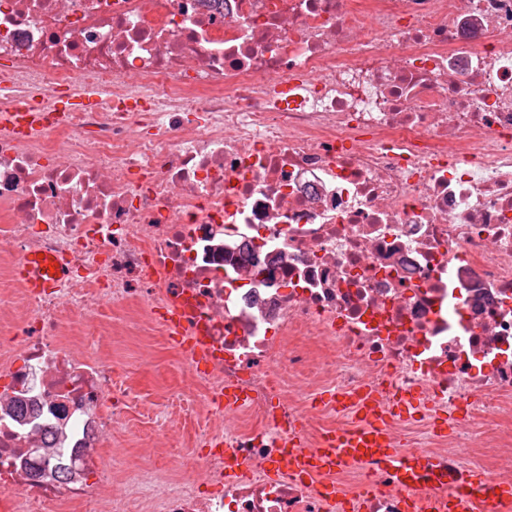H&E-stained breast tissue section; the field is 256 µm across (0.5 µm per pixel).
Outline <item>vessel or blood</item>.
Instances as JSON below:
<instances>
[{"label": "vessel or blood", "instance_id": "1", "mask_svg": "<svg viewBox=\"0 0 512 512\" xmlns=\"http://www.w3.org/2000/svg\"><path fill=\"white\" fill-rule=\"evenodd\" d=\"M15 275L30 293L42 294L56 288L65 271L54 255L31 253L17 264ZM163 322L171 339L180 342L198 364H206L208 341L202 336L184 338L179 310L166 313ZM332 401L340 408H355L356 425L336 429L326 435L320 447L306 449L302 446L299 424H290L283 448L269 466L272 474L290 473L308 479L345 465L371 463L389 471L395 482L407 491L405 512H474L481 498L495 504L512 503V484L499 486L491 483L483 472L475 469L450 480L446 498L419 499L411 496L410 490L421 476L438 471V461L423 454L405 455L395 448L388 428L391 414H385L378 408L370 390L352 395L339 393L333 395Z\"/></svg>", "mask_w": 512, "mask_h": 512}]
</instances>
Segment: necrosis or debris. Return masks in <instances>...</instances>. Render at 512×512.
I'll use <instances>...</instances> for the list:
<instances>
[{"instance_id":"4bbe7bcc","label":"necrosis or debris","mask_w":512,"mask_h":512,"mask_svg":"<svg viewBox=\"0 0 512 512\" xmlns=\"http://www.w3.org/2000/svg\"><path fill=\"white\" fill-rule=\"evenodd\" d=\"M0 267L68 262L61 288L0 289V493L26 512H404L377 466L270 478L350 426L318 394L424 396L396 448L512 483V0H0ZM93 89L97 104L52 111ZM180 306L200 452L119 479L131 390L107 309ZM242 405L216 401L226 386ZM454 418L452 432L433 420ZM249 467L228 476L224 449ZM372 489L361 492L363 482ZM210 486L198 495L199 485Z\"/></svg>"}]
</instances>
